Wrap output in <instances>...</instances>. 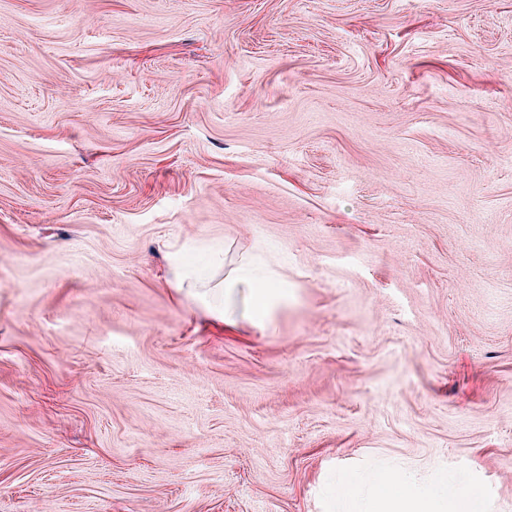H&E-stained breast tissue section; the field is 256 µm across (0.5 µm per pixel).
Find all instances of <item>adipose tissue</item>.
Listing matches in <instances>:
<instances>
[{"label":"adipose tissue","instance_id":"obj_1","mask_svg":"<svg viewBox=\"0 0 512 512\" xmlns=\"http://www.w3.org/2000/svg\"><path fill=\"white\" fill-rule=\"evenodd\" d=\"M209 286L213 287L216 300L210 313L228 326L235 325L240 317L256 326L266 323L275 301L288 290L286 279L258 280L243 261L216 286L206 279L191 278L188 269L177 273L176 288L185 296L198 297L200 289ZM372 483L374 496L365 506L357 481L344 479L337 488L345 505L343 512H480L482 491L473 483L452 479L437 487H420L406 475L396 473L377 474Z\"/></svg>","mask_w":512,"mask_h":512}]
</instances>
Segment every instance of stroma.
<instances>
[{"label": "stroma", "instance_id": "stroma-1", "mask_svg": "<svg viewBox=\"0 0 512 512\" xmlns=\"http://www.w3.org/2000/svg\"><path fill=\"white\" fill-rule=\"evenodd\" d=\"M510 101L512 0H0V512H512ZM217 305H211L209 313L213 318L224 322L226 326H236L238 298L243 303L242 317L252 325L266 323L270 311L277 299L288 291L286 279L278 276L265 281L255 278L248 269L245 259L227 275L222 285L213 286ZM176 288L179 293L187 297L196 298L199 296V288H211L213 277L209 279H195L190 277L188 268H181L177 273ZM374 496L362 507L359 485L344 479L337 488L345 504L342 512H479L482 491L479 486L447 480L437 487L415 485L405 474L379 473L372 478Z\"/></svg>", "mask_w": 512, "mask_h": 512}]
</instances>
